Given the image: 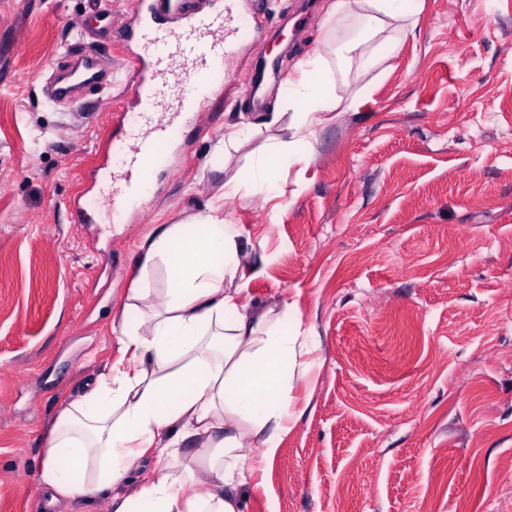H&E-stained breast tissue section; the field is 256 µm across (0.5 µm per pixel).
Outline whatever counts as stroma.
I'll list each match as a JSON object with an SVG mask.
<instances>
[{"instance_id": "1", "label": "stroma", "mask_w": 512, "mask_h": 512, "mask_svg": "<svg viewBox=\"0 0 512 512\" xmlns=\"http://www.w3.org/2000/svg\"><path fill=\"white\" fill-rule=\"evenodd\" d=\"M262 2L269 35L232 61L144 214L75 224L130 97L114 33L137 5L112 0L90 45L88 0H0V512H37L47 430L119 358L132 288L170 287L162 262L139 277L146 237L200 215L237 225L243 300L293 303L316 344L290 430L236 488L243 512H512V0H413L415 34L371 71L372 42L343 49L356 19L329 18L332 0ZM70 44L111 62L105 102L44 95ZM313 55L331 95L371 94L317 127L268 196L250 161L288 137L272 107ZM244 121L250 139L220 152Z\"/></svg>"}]
</instances>
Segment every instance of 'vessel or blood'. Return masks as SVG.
I'll return each instance as SVG.
<instances>
[{
	"instance_id": "vessel-or-blood-1",
	"label": "vessel or blood",
	"mask_w": 512,
	"mask_h": 512,
	"mask_svg": "<svg viewBox=\"0 0 512 512\" xmlns=\"http://www.w3.org/2000/svg\"><path fill=\"white\" fill-rule=\"evenodd\" d=\"M265 29L260 0H219L205 14L172 9L166 0H150L138 10L125 34L134 66L133 105L120 113L119 132L109 140L99 169L88 173L101 201L74 202V223L119 222L128 210H145L148 184L156 168L167 164L169 147L223 91L229 60ZM91 86L104 91L111 84L97 54L86 53L58 75L47 97L71 106Z\"/></svg>"
}]
</instances>
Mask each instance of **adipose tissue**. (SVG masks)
<instances>
[{"label": "adipose tissue", "mask_w": 512, "mask_h": 512, "mask_svg": "<svg viewBox=\"0 0 512 512\" xmlns=\"http://www.w3.org/2000/svg\"><path fill=\"white\" fill-rule=\"evenodd\" d=\"M361 7L359 39L418 21L407 0H333L331 14ZM368 89L348 103L298 79L277 98L273 118L292 114L289 138L273 139L252 164L254 183L273 189L281 164L298 159L315 127L340 105L358 110ZM194 235L184 225L160 227L138 264L149 274L170 259L173 288L133 289L118 318L122 357L105 364L79 398L54 420L39 467L52 512H78L99 499L110 512H241L237 472L251 463L249 443L274 454L287 430L288 389L306 343L283 330L293 314L243 302L245 269L236 225L205 216ZM197 449L181 459V446ZM152 474L131 495L124 489L140 462Z\"/></svg>", "instance_id": "adipose-tissue-1"}]
</instances>
